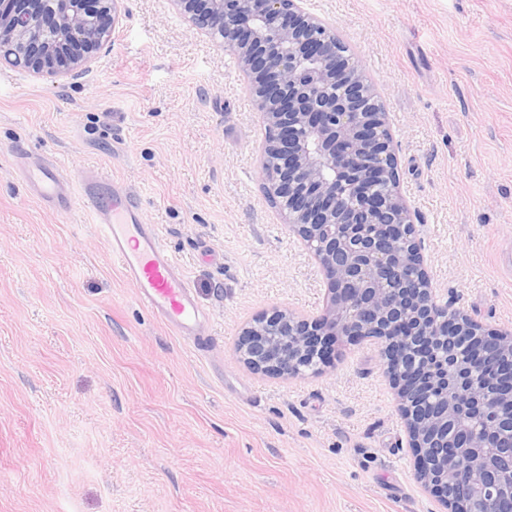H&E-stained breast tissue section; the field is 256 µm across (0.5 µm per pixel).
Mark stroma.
Listing matches in <instances>:
<instances>
[{"instance_id":"stroma-1","label":"stroma","mask_w":512,"mask_h":512,"mask_svg":"<svg viewBox=\"0 0 512 512\" xmlns=\"http://www.w3.org/2000/svg\"><path fill=\"white\" fill-rule=\"evenodd\" d=\"M372 82L440 303L512 329V0H307ZM235 56L172 0H118L76 77L0 65V512H436L376 341L276 378L234 354L327 284L262 189ZM137 195L208 313V349L144 309L75 204L22 164ZM27 178L42 201L52 203L60 210L72 209V190L59 177L55 165L47 163L28 169Z\"/></svg>"}]
</instances>
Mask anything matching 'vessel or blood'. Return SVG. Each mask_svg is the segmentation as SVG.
I'll use <instances>...</instances> for the list:
<instances>
[{"mask_svg":"<svg viewBox=\"0 0 512 512\" xmlns=\"http://www.w3.org/2000/svg\"><path fill=\"white\" fill-rule=\"evenodd\" d=\"M27 178L42 201L61 210L72 209V190L59 177L55 165L28 169ZM83 192L98 230L126 277L136 285L144 307L178 335L200 338L202 346H209L212 339L201 334L205 317L191 285L155 227L142 222L138 199L119 188L108 195L93 186L84 187Z\"/></svg>","mask_w":512,"mask_h":512,"instance_id":"vessel-or-blood-1","label":"vessel or blood"}]
</instances>
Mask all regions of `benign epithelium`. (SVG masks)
<instances>
[{
	"mask_svg": "<svg viewBox=\"0 0 512 512\" xmlns=\"http://www.w3.org/2000/svg\"><path fill=\"white\" fill-rule=\"evenodd\" d=\"M237 58L269 130L263 189L328 283L322 315L280 309L241 330L237 358L290 379L334 344L376 339L420 482L441 512L512 501V373L482 397L484 368L512 361V330L437 300L401 196L386 114L305 0H174ZM115 0H0V63L76 76L112 39Z\"/></svg>",
	"mask_w": 512,
	"mask_h": 512,
	"instance_id": "7a95c632",
	"label": "benign epithelium"
}]
</instances>
